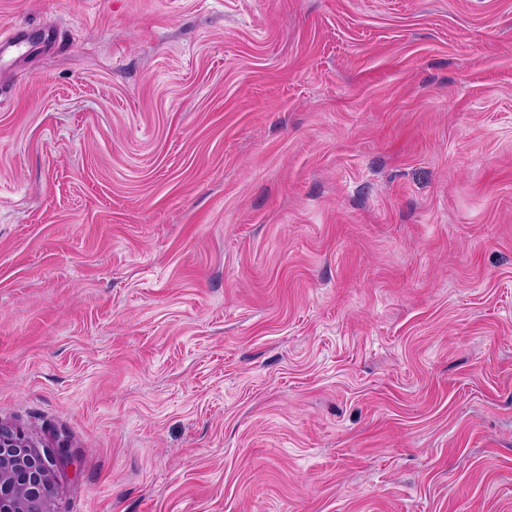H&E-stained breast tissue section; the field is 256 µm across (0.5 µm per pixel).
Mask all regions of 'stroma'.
Wrapping results in <instances>:
<instances>
[{"instance_id": "obj_1", "label": "stroma", "mask_w": 512, "mask_h": 512, "mask_svg": "<svg viewBox=\"0 0 512 512\" xmlns=\"http://www.w3.org/2000/svg\"><path fill=\"white\" fill-rule=\"evenodd\" d=\"M0 423L56 512H512V0H0Z\"/></svg>"}]
</instances>
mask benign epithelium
Listing matches in <instances>:
<instances>
[{"mask_svg":"<svg viewBox=\"0 0 512 512\" xmlns=\"http://www.w3.org/2000/svg\"><path fill=\"white\" fill-rule=\"evenodd\" d=\"M61 451L0 424V512H54Z\"/></svg>","mask_w":512,"mask_h":512,"instance_id":"obj_1","label":"benign epithelium"}]
</instances>
